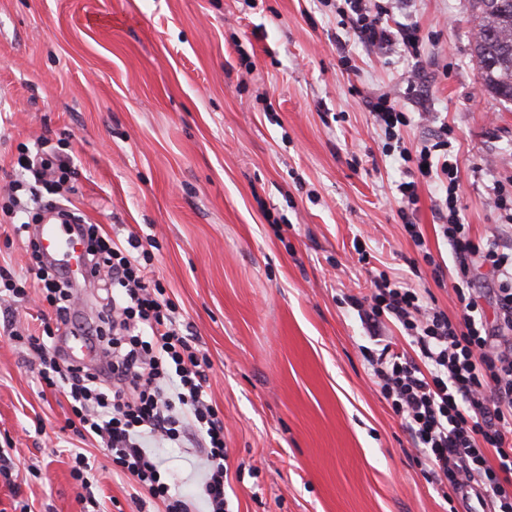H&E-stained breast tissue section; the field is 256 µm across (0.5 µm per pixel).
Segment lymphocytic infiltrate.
Listing matches in <instances>:
<instances>
[{"instance_id": "lymphocytic-infiltrate-1", "label": "lymphocytic infiltrate", "mask_w": 512, "mask_h": 512, "mask_svg": "<svg viewBox=\"0 0 512 512\" xmlns=\"http://www.w3.org/2000/svg\"><path fill=\"white\" fill-rule=\"evenodd\" d=\"M362 44L404 51L418 48L420 29L388 15L383 0H340L336 6ZM386 140L400 142L410 124L390 95L363 97ZM413 163L416 179L400 182L403 202L415 204L420 181L442 190L433 212L439 232L454 256L453 265L435 261L417 224L404 229L439 284L450 285L457 312L429 304L408 284L381 273L371 279L363 314L378 348L369 357L375 383L405 422L413 448L424 458L445 500L471 496L481 512H512V242L499 227L474 238L459 205L458 160L447 138L416 152L400 150ZM34 184L49 188L65 182L69 164L44 149L26 154L20 164ZM30 220L13 218L10 230L30 253L21 274L0 273V288L21 299L28 287L43 289L53 308L54 326L41 335L14 333L35 353L47 388L62 393L78 421V435H90L106 448L124 474L166 512H229L224 478L228 451L224 421L206 399L210 363L182 333L175 306L145 270L151 259L137 234L126 242L104 236L99 225L85 224L72 201L33 194ZM57 212L67 224H84L87 256L103 294L97 322L80 326L85 342L104 358L89 366L66 359L54 343L55 326L71 321L72 300L62 289L67 278L48 268L29 235V223L42 210ZM488 269L494 287V322H486L475 291L476 273ZM400 326L408 346L382 335L387 324ZM195 428L204 450L202 478L194 497L174 492L166 480L164 451Z\"/></svg>"}]
</instances>
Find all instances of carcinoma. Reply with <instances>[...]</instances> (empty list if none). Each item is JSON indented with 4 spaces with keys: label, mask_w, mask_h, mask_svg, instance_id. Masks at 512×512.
I'll list each match as a JSON object with an SVG mask.
<instances>
[{
    "label": "carcinoma",
    "mask_w": 512,
    "mask_h": 512,
    "mask_svg": "<svg viewBox=\"0 0 512 512\" xmlns=\"http://www.w3.org/2000/svg\"><path fill=\"white\" fill-rule=\"evenodd\" d=\"M473 52L482 86L512 101V0H471Z\"/></svg>",
    "instance_id": "cac0c4a2"
}]
</instances>
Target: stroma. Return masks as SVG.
Returning a JSON list of instances; mask_svg holds the SVG:
<instances>
[{"label":"stroma","mask_w":512,"mask_h":512,"mask_svg":"<svg viewBox=\"0 0 512 512\" xmlns=\"http://www.w3.org/2000/svg\"><path fill=\"white\" fill-rule=\"evenodd\" d=\"M335 2L0 0V266L30 263L5 230L6 191L46 139L69 158L60 192L88 223L156 241L150 276L212 366L230 512H466L419 464L346 301L383 271L456 312L402 227L406 167L360 97L387 92L412 113V151L452 127L476 238L501 221L494 183L512 181V106L482 86L469 0H398L395 18L421 29L416 58L362 45ZM436 194L420 183L413 221L448 264ZM51 312L41 290L0 303V512H164L137 507L11 341L10 326L41 333ZM76 452L92 491L70 475Z\"/></svg>","instance_id":"35a3bbf8"}]
</instances>
